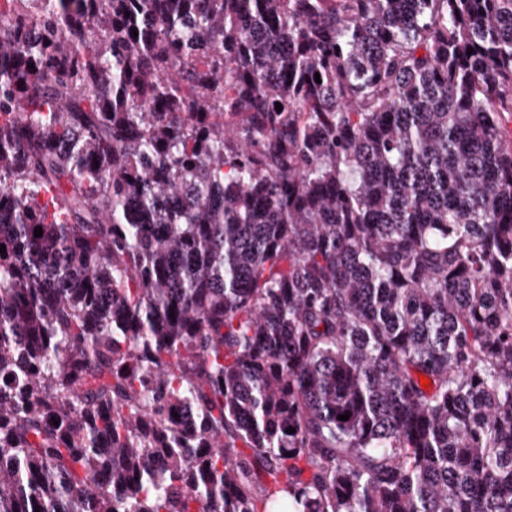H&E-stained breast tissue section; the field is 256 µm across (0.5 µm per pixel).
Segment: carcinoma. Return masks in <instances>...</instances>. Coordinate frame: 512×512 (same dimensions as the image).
<instances>
[{"label":"carcinoma","mask_w":512,"mask_h":512,"mask_svg":"<svg viewBox=\"0 0 512 512\" xmlns=\"http://www.w3.org/2000/svg\"><path fill=\"white\" fill-rule=\"evenodd\" d=\"M511 142L512 0H3L0 512H512Z\"/></svg>","instance_id":"1"}]
</instances>
